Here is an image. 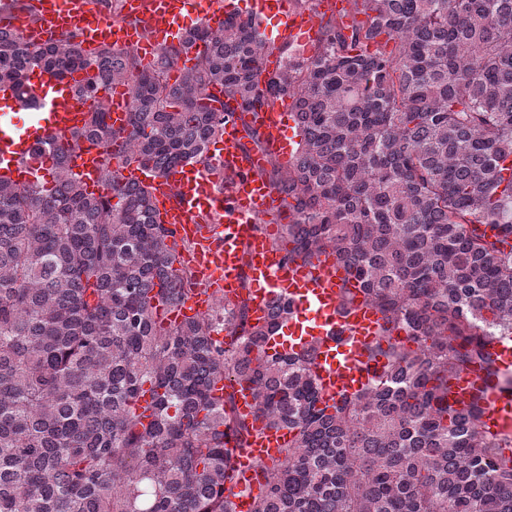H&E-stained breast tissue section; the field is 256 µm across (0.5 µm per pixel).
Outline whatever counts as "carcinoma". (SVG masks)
Segmentation results:
<instances>
[{
  "label": "carcinoma",
  "instance_id": "1",
  "mask_svg": "<svg viewBox=\"0 0 512 512\" xmlns=\"http://www.w3.org/2000/svg\"><path fill=\"white\" fill-rule=\"evenodd\" d=\"M350 2L368 25L328 19L309 56L250 16L201 23L174 86L175 48L147 71L135 46L90 56L74 36L0 31V88L30 100L28 69L81 72L89 101L82 133L36 146L46 176L0 180V512H232L225 438L258 433L240 381L291 434L257 473L253 512H512V437L484 430L478 399L448 406V379L474 365L512 391L493 353L512 335V0ZM112 84L132 93L119 131ZM285 95L300 141L260 170L290 209L273 244L291 260L333 252L387 323L368 348L386 371L332 403L312 352L264 350L285 298L255 325L245 280L200 318L158 320L191 275L149 190L120 181L129 162H208L233 104L244 154L266 153L246 109ZM83 137L110 145L96 195L68 165Z\"/></svg>",
  "mask_w": 512,
  "mask_h": 512
}]
</instances>
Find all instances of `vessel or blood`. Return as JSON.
<instances>
[{"mask_svg":"<svg viewBox=\"0 0 512 512\" xmlns=\"http://www.w3.org/2000/svg\"><path fill=\"white\" fill-rule=\"evenodd\" d=\"M239 0H124V16L112 19L88 0H24L21 7L0 13V29L16 32L34 46L76 35L87 53L103 46L148 47L158 51L176 46L185 37L190 21L199 20L218 28L238 14ZM249 14L260 21L267 40L288 44L294 39L317 40L319 25L314 14L294 10L290 0H250ZM82 76H56L33 69L29 82L35 105L0 89V179L17 184L33 181L37 167L31 151L37 142L70 139L85 123L87 106L76 93ZM112 126H125L131 110L129 90H107ZM29 112L25 122L16 113ZM251 120L260 128L267 155L291 159L294 147L285 127L293 116L284 106L259 109ZM241 127L235 113L225 115L224 147L208 164L184 163L166 175L134 163L122 171L123 182L146 185L160 223L175 230V243L195 245L194 268L198 288L174 306L170 317L192 320L207 313L214 300L235 299L242 280H249L253 318L268 320L277 297L292 304V312L279 333L266 344L268 352H298L316 343L314 372L326 397L363 388L368 379L385 368L384 362L367 359L366 349L381 336L384 320L362 299L345 302L339 287L346 276L331 254L309 261L287 260L271 244L269 222L287 216L284 195L260 177L257 170L265 157L244 158ZM108 146L85 141L72 150L68 164L80 176L87 191L101 190L100 171ZM480 399L482 421L494 434L512 433V394L487 385L473 368L448 384V401L455 407ZM288 444L284 429L262 428L248 446L234 449L236 473L234 512H250L259 489L254 472L260 464L281 459Z\"/></svg>","mask_w":512,"mask_h":512,"instance_id":"b4317fda","label":"vessel or blood"}]
</instances>
